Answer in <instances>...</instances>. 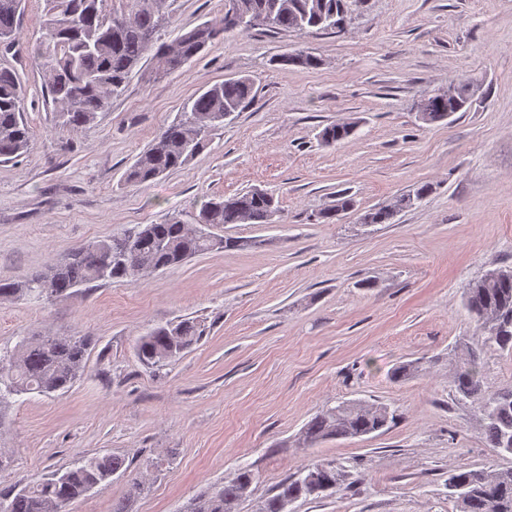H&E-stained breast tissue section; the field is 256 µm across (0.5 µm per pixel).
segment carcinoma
<instances>
[{
    "instance_id": "obj_1",
    "label": "carcinoma",
    "mask_w": 512,
    "mask_h": 512,
    "mask_svg": "<svg viewBox=\"0 0 512 512\" xmlns=\"http://www.w3.org/2000/svg\"><path fill=\"white\" fill-rule=\"evenodd\" d=\"M44 20L31 54L46 80L44 103L58 126L79 132L96 123L112 99L121 96L134 69L150 57V75L182 69L227 32L262 28L273 33H305L312 29L336 32L348 22L358 0H224V15L182 31L170 41L158 37L170 23L167 0H43ZM24 0H0V47L20 41ZM283 65L318 69L323 59L306 50L282 55ZM483 95L482 82L463 78L445 93H424L413 104L427 123L444 122L468 112ZM255 97L248 77L227 79L192 97L176 121L164 127L125 173L128 183L144 185L191 160L212 132L245 110ZM25 93L17 73L0 67V159L25 155L32 133L24 118ZM356 124L325 127L321 143L331 147L354 134ZM432 192L428 183L396 196L386 205L361 216L364 224H389L400 212L415 207ZM356 203L339 194L336 204L315 214L320 224H334ZM281 209L273 194L251 189L202 204L195 224L219 235L218 241L198 234L179 220L147 224L74 249L67 257L19 282L0 281V298L37 296L61 298L72 289L92 283H125L148 273L177 266L216 247L234 248L241 242L222 237L226 224H274ZM465 309L481 333L480 346H468L455 364L456 397L476 404L490 445L512 455V389L485 387L480 350L512 351V267H501L466 289ZM203 336L201 324L181 319L157 326L139 337L135 349L141 363L162 367L182 357ZM91 346L88 336H35L21 340L14 353L0 359V420L11 401L23 394L49 395L71 386L84 372ZM393 420L383 405L341 401L314 416L299 440L313 447L326 440L352 439L383 430ZM128 470L118 455L85 457L53 473L44 482L0 493V512H70V506L96 486ZM347 472L332 463L307 464L287 477L267 498L260 512H285V505L317 499L339 491ZM253 473L242 466L222 486L207 489L181 512H238L248 494ZM448 487L458 512H512V468L467 469L452 474ZM148 491L144 474L128 479L126 494L112 512H133V504Z\"/></svg>"
}]
</instances>
